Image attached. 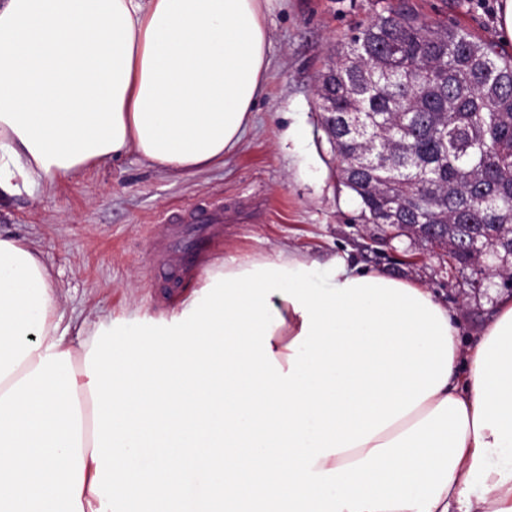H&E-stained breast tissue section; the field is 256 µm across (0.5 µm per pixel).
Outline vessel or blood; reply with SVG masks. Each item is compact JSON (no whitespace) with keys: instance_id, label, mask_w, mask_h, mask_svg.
<instances>
[{"instance_id":"vessel-or-blood-1","label":"vessel or blood","mask_w":512,"mask_h":512,"mask_svg":"<svg viewBox=\"0 0 512 512\" xmlns=\"http://www.w3.org/2000/svg\"><path fill=\"white\" fill-rule=\"evenodd\" d=\"M223 224V203L184 206L168 227L167 254L157 259L149 268L153 284L166 288L174 275H192L213 253Z\"/></svg>"}]
</instances>
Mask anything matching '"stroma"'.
<instances>
[{
	"label": "stroma",
	"instance_id": "stroma-1",
	"mask_svg": "<svg viewBox=\"0 0 512 512\" xmlns=\"http://www.w3.org/2000/svg\"><path fill=\"white\" fill-rule=\"evenodd\" d=\"M407 2L422 18L448 20L512 58L498 28L500 0H272L267 11V93L253 127L223 165L192 175L156 171L135 154L51 184L26 187L0 207V235L33 245L52 272L64 320L110 324L127 338L160 332L204 276L165 301L147 270L167 233L162 216L200 201H221L239 221L224 227L207 265L226 254L300 252L341 257L429 288L448 304L463 339L479 335L502 295L499 277L472 288L471 272L446 249L387 224H367L336 175V155L320 125V72L355 28Z\"/></svg>",
	"mask_w": 512,
	"mask_h": 512
}]
</instances>
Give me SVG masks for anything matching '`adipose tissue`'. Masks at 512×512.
<instances>
[{
	"instance_id": "adipose-tissue-1",
	"label": "adipose tissue",
	"mask_w": 512,
	"mask_h": 512,
	"mask_svg": "<svg viewBox=\"0 0 512 512\" xmlns=\"http://www.w3.org/2000/svg\"><path fill=\"white\" fill-rule=\"evenodd\" d=\"M268 2L0 0V200L130 153L223 164ZM206 285L158 343H77L0 236V512H512V295L465 343L428 288L336 256L228 255Z\"/></svg>"
}]
</instances>
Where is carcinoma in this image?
<instances>
[{
  "label": "carcinoma",
  "instance_id": "1",
  "mask_svg": "<svg viewBox=\"0 0 512 512\" xmlns=\"http://www.w3.org/2000/svg\"><path fill=\"white\" fill-rule=\"evenodd\" d=\"M336 100L321 125L340 182L373 224H447L452 235L512 249V59L444 20L403 5L349 37L320 73ZM361 112L362 136L339 116ZM362 160L348 168L344 156ZM448 256L484 274L479 256Z\"/></svg>",
  "mask_w": 512,
  "mask_h": 512
}]
</instances>
